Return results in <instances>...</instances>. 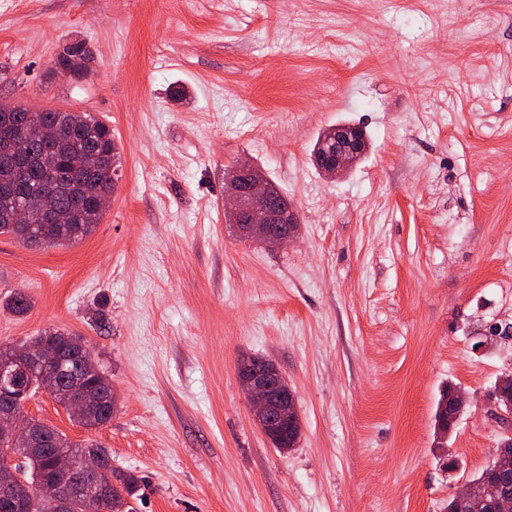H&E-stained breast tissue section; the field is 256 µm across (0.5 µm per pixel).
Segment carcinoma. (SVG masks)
<instances>
[{
  "label": "carcinoma",
  "mask_w": 512,
  "mask_h": 512,
  "mask_svg": "<svg viewBox=\"0 0 512 512\" xmlns=\"http://www.w3.org/2000/svg\"><path fill=\"white\" fill-rule=\"evenodd\" d=\"M91 61L92 53L86 44L76 41L58 55L56 68L64 75L81 77L89 70ZM27 112L28 108L23 105L0 102V147L14 139ZM39 120L55 126L58 138L51 145L37 138L27 141L24 180H19L12 159L0 153V188L8 189L0 193V235L23 240L30 246H41L46 241L55 246L73 244L91 236L103 218V213L97 211L95 196L83 194L81 186L90 181L97 193L110 194L114 176L121 166V155L112 138V129L86 112L42 110ZM335 148L334 143H327L324 136H319L313 149L316 167L330 160ZM32 199L54 213L57 220L33 231L25 224L14 222L16 210ZM29 307L30 299L22 291L13 293L6 301V308L14 314L21 315ZM33 340L64 350L68 365L73 369L82 366L87 352L93 351L82 338L74 342L71 336L58 331H46ZM87 384L95 402L76 421L92 430L112 419V391L110 383L92 374L87 376ZM25 423L32 424L37 446L14 448L5 442L0 451L19 460L20 477L29 491H35L38 483L55 476L52 455L61 448L77 461L94 456L103 462L109 472V481L102 492L107 512H120L125 498L137 497L142 478L132 471L112 466L110 449L99 444L73 442L56 428L33 418L25 419ZM473 483L477 493L492 506L498 500H512V478L493 480L483 471Z\"/></svg>",
  "instance_id": "1"
}]
</instances>
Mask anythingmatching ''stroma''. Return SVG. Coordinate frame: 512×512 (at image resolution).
I'll return each instance as SVG.
<instances>
[{"instance_id": "35a3bbf8", "label": "stroma", "mask_w": 512, "mask_h": 512, "mask_svg": "<svg viewBox=\"0 0 512 512\" xmlns=\"http://www.w3.org/2000/svg\"><path fill=\"white\" fill-rule=\"evenodd\" d=\"M76 40L82 79L55 67ZM1 100L90 113L121 153L93 235L0 236V345H93L106 426L42 390L24 413L110 448L144 479L137 512H443L512 434L481 400L512 341L475 347L512 319V0H0ZM348 123L369 148L327 179L313 146ZM244 157L288 194L290 244L227 223ZM244 355L296 394L290 451L252 421ZM447 383L474 399L452 472L433 428ZM511 326V322L499 318H494L492 321L482 323L478 330L481 340L478 341L479 344L477 348L481 349L488 345H497L498 343L508 341L509 338L502 336V334L504 329L511 330ZM72 335H66L64 333H60L58 331H45L44 333L39 334L38 336H34L29 341H40L47 345L52 346L55 349H62L65 352V356L68 359V365L77 369L78 367L83 365L84 357L87 352L90 351L94 354L93 347L87 344L82 338L76 337L77 341H72ZM29 341H26L19 345L14 346H6L9 348H22L26 346L25 344ZM87 384L94 393L95 402L85 415L74 418L79 425L85 429H97L107 424L114 413L112 398L115 401L114 393L111 391V384L96 376L89 374ZM112 395V398H111Z\"/></svg>"}]
</instances>
